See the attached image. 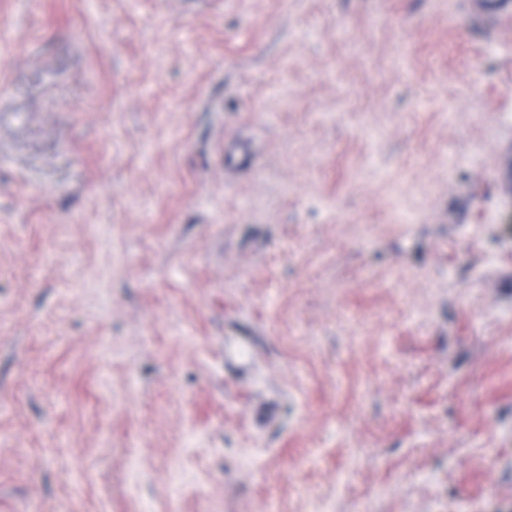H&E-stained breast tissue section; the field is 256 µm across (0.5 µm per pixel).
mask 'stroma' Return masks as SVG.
<instances>
[{
  "label": "stroma",
  "mask_w": 512,
  "mask_h": 512,
  "mask_svg": "<svg viewBox=\"0 0 512 512\" xmlns=\"http://www.w3.org/2000/svg\"><path fill=\"white\" fill-rule=\"evenodd\" d=\"M0 512H512V19L0 0Z\"/></svg>",
  "instance_id": "35a3bbf8"
}]
</instances>
